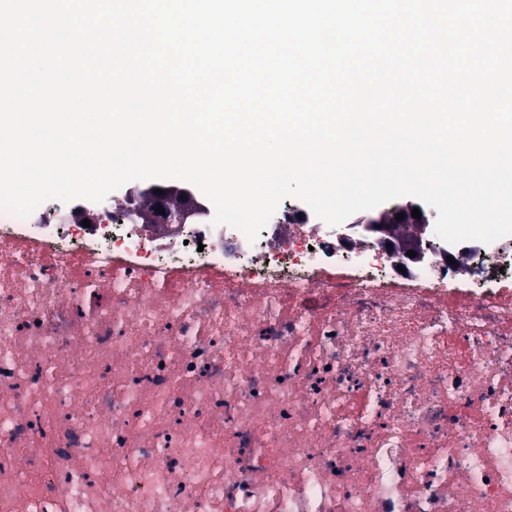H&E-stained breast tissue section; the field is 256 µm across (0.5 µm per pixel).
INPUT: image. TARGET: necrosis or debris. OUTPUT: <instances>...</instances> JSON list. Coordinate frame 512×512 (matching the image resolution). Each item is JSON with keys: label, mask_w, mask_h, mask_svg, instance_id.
I'll use <instances>...</instances> for the list:
<instances>
[{"label": "necrosis or debris", "mask_w": 512, "mask_h": 512, "mask_svg": "<svg viewBox=\"0 0 512 512\" xmlns=\"http://www.w3.org/2000/svg\"><path fill=\"white\" fill-rule=\"evenodd\" d=\"M0 211V512H512V235L468 286L283 211Z\"/></svg>", "instance_id": "obj_1"}]
</instances>
